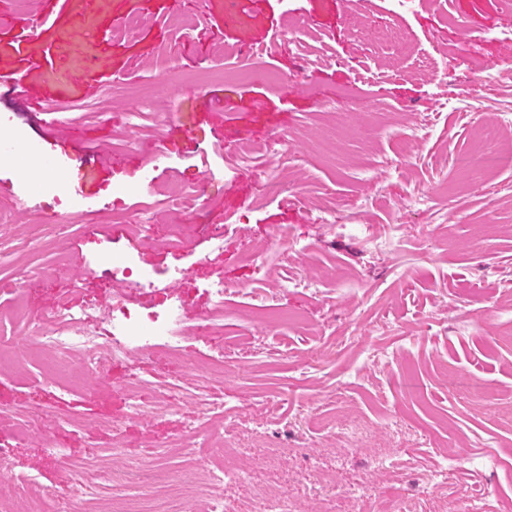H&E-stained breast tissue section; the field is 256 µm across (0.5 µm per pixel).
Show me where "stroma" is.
Instances as JSON below:
<instances>
[{
  "label": "stroma",
  "instance_id": "stroma-1",
  "mask_svg": "<svg viewBox=\"0 0 512 512\" xmlns=\"http://www.w3.org/2000/svg\"><path fill=\"white\" fill-rule=\"evenodd\" d=\"M175 11L198 17V30L167 25ZM364 14L413 35L399 72L388 69L390 48L358 37L348 0H96L89 10L66 0H0V77L25 75L29 87L23 102L0 85V140L16 151L0 159V213L11 218L0 223V308L26 309L23 323L0 326V340L17 353L0 366V446L11 449L16 473L51 492V512L111 505V486L86 492L76 464L111 454L114 420L131 468L149 471V450L168 448L171 479L202 478L211 455L205 437L188 457L175 453L195 407L176 394L169 410L142 417L126 387L141 379L165 388L190 360L238 344L251 349L250 364L197 380L238 421L232 444L252 479L221 491L236 512H252L256 488L286 483L305 512H319L313 488L287 481L311 467L335 481V512H388L391 485L374 458L427 463L460 448L444 493L405 480L422 512H463L465 489L490 497L495 512H512V421L504 416L512 410V344L495 334L512 327V169L479 172L460 195L431 192L459 184L453 156L468 150L476 122L512 101L482 86L512 64V9L502 0H413L398 11L393 0H365ZM130 15L140 26L119 33ZM452 15L462 27L449 23ZM29 19L41 22L40 39H28ZM303 21L320 33L331 62L284 43L289 26ZM236 47L231 62L248 67L249 79L191 85L198 73L223 69L225 49ZM449 50L454 66L423 74L421 60ZM162 55L171 67L158 73L152 63ZM273 73L284 87H273ZM350 85L357 96L338 100ZM146 102L154 119L130 132L128 112ZM422 114L425 136L404 149L407 126ZM302 125L310 138L282 165L305 192L326 194L341 215L333 229L315 223L293 190L265 194L268 156L235 167L238 147L274 144ZM28 144L37 157L25 153ZM23 163L37 168L39 182L64 181L68 194L40 190L34 207L23 208ZM178 182L198 187L195 202L164 197ZM126 186L147 193L119 199ZM426 194L430 209L409 206V197ZM174 224L184 233L172 247ZM397 226L395 254L367 244ZM283 229L305 247L301 262L281 261L273 241ZM126 256L155 282L133 294L142 311L182 303L178 354L132 352L104 382L75 361L48 366L31 346L41 318L64 298L78 309L118 293L110 267ZM261 269L275 304L301 316L305 329H260L235 298L224 305L223 328L200 335L210 285L247 288ZM176 270L184 279L162 290ZM300 271L313 287L282 288ZM329 341L336 355L325 360ZM277 346L287 358L274 363L268 352ZM467 377L491 384L494 397L460 392ZM407 378L417 387L411 398L398 387ZM331 419L359 424L362 441L348 446L329 432Z\"/></svg>",
  "mask_w": 512,
  "mask_h": 512
}]
</instances>
